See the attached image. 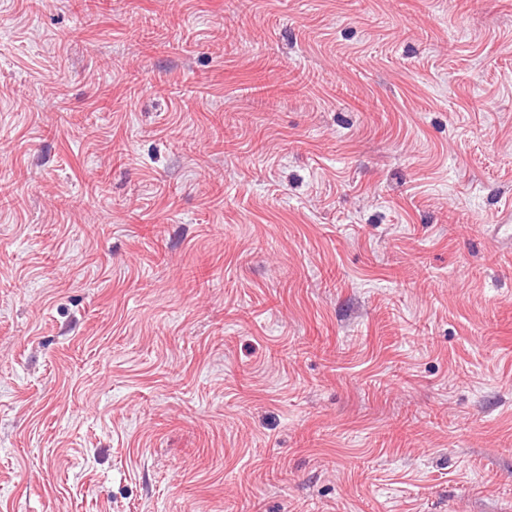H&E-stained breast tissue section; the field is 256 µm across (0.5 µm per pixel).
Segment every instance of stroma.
Returning <instances> with one entry per match:
<instances>
[{
	"label": "stroma",
	"instance_id": "obj_1",
	"mask_svg": "<svg viewBox=\"0 0 512 512\" xmlns=\"http://www.w3.org/2000/svg\"><path fill=\"white\" fill-rule=\"evenodd\" d=\"M0 188V512H512V0H0Z\"/></svg>",
	"mask_w": 512,
	"mask_h": 512
}]
</instances>
